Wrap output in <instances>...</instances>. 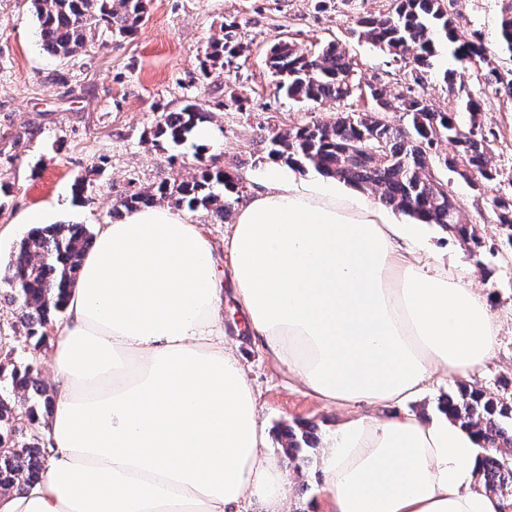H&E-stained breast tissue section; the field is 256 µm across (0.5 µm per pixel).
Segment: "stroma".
<instances>
[{"mask_svg": "<svg viewBox=\"0 0 512 512\" xmlns=\"http://www.w3.org/2000/svg\"><path fill=\"white\" fill-rule=\"evenodd\" d=\"M388 6L389 0H149L147 20L136 35L104 36L79 55L63 59L41 50L29 0H0V180L12 184L11 192L0 198V277L31 230L20 223L22 213L41 211L51 222L84 224L93 231L119 220L114 207L132 187L194 176L200 154L237 179L239 199L247 201L268 165L261 138L269 129L331 122L338 111L333 103L317 107L279 93L266 65L270 47L289 39L298 49L312 52L330 41L342 43L358 62L362 82H377L388 94H398L409 79L403 63L353 34L360 15ZM502 6L503 0H457L455 23L461 30L482 32L488 46H495ZM231 21L238 26L240 56L231 70L199 78L208 41L222 37ZM449 69L456 70L457 82L480 95L479 120L495 134L493 161L506 177L499 190L511 192L512 98L479 84L477 69L458 66L443 48L419 90L436 109L456 105L443 79ZM233 94L246 97L244 109L230 105ZM190 100L207 110L214 142L152 145L150 131L162 113L180 110ZM79 179L91 184L81 204L72 193ZM447 179L485 246L470 253L431 224L415 251L422 261L493 295L501 343L481 380L488 387L497 378H512V250L502 246V235L489 219V195H476L455 174ZM221 286L224 339L252 385L268 430L267 453L282 456L278 430L288 424L313 423L323 439L334 434L341 411L327 408L259 347L232 282L224 278ZM51 349L48 343L35 346L19 322L18 308L0 302V364L36 356L39 377L47 384ZM303 456L302 465H285L296 485L292 512H324L320 451L307 448Z\"/></svg>", "mask_w": 512, "mask_h": 512, "instance_id": "1", "label": "stroma"}]
</instances>
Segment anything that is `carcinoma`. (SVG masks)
I'll return each mask as SVG.
<instances>
[{
	"mask_svg": "<svg viewBox=\"0 0 512 512\" xmlns=\"http://www.w3.org/2000/svg\"><path fill=\"white\" fill-rule=\"evenodd\" d=\"M43 51L70 58L86 50L103 34L127 37L136 34L147 14L146 0H30ZM353 34L393 60H410L413 82L433 65L436 48L444 41L461 63L485 65L484 80L512 97V67L491 57L477 31H462L452 17L450 0H390L386 12L359 17ZM235 25H224L223 38L209 43L199 61V75L207 79L224 70L242 50L233 34ZM501 52L512 61V3L501 12L497 33ZM266 65L277 77V89L288 98L322 105L341 103L364 89L373 101L363 112H350L333 122L312 121L288 129H274L264 137L265 153L273 161L297 169L311 167L353 187L378 194L397 212L449 232L470 253L482 248L477 225L467 221L454 203L445 175L465 177L477 173L481 192L502 181L493 163L489 140L477 123L481 106L464 86L457 101L470 115V125H460L451 109L438 110L409 86L390 97L378 84L361 86L346 48L332 41L313 53L298 52L281 40L267 54ZM400 112L405 123L396 124L390 113ZM208 118L197 103L179 112H166L153 131L154 140L180 145ZM453 153L440 151L443 142ZM198 173L186 181L162 182L139 189L120 201L125 210L167 203L177 209H210L224 222L239 199V187L224 168L197 156ZM490 210L512 248V193L496 195ZM93 234L83 224H50L33 229L22 239L8 262L3 297L22 312L26 336L42 345L56 313L65 309L84 253ZM51 395L39 382L34 362L13 366L0 382V494L38 482L45 469L48 448L41 440V409H49ZM448 420L472 430L483 451L479 484L512 505V381L500 380L496 391L478 384H463L438 401ZM284 451L292 461L302 459L301 443L310 431L300 424L284 432Z\"/></svg>",
	"mask_w": 512,
	"mask_h": 512,
	"instance_id": "1",
	"label": "carcinoma"
}]
</instances>
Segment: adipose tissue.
Instances as JSON below:
<instances>
[{
	"mask_svg": "<svg viewBox=\"0 0 512 512\" xmlns=\"http://www.w3.org/2000/svg\"><path fill=\"white\" fill-rule=\"evenodd\" d=\"M402 224L331 178L272 162L225 245L248 327L346 419L321 451L327 512H499L477 439L406 411L432 379L478 376L493 297L421 263ZM207 238L153 206L100 225L50 355V456L0 512H289L293 484L224 341Z\"/></svg>",
	"mask_w": 512,
	"mask_h": 512,
	"instance_id": "1",
	"label": "adipose tissue"
}]
</instances>
